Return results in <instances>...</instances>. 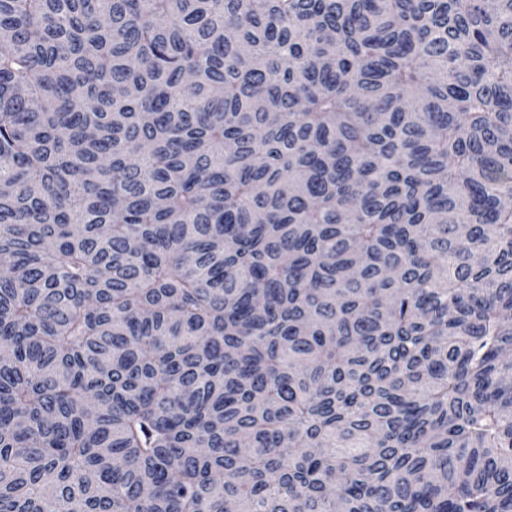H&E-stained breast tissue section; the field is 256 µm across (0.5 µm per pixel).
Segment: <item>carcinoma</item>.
Wrapping results in <instances>:
<instances>
[{"label": "carcinoma", "mask_w": 512, "mask_h": 512, "mask_svg": "<svg viewBox=\"0 0 512 512\" xmlns=\"http://www.w3.org/2000/svg\"><path fill=\"white\" fill-rule=\"evenodd\" d=\"M0 512H512V0H0Z\"/></svg>", "instance_id": "obj_1"}]
</instances>
